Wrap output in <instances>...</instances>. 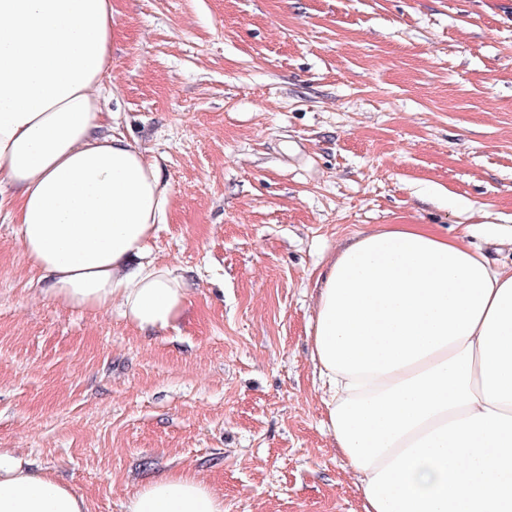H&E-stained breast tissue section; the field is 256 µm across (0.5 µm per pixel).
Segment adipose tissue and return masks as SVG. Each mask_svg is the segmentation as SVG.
Masks as SVG:
<instances>
[{
	"label": "adipose tissue",
	"instance_id": "ef3b65f1",
	"mask_svg": "<svg viewBox=\"0 0 512 512\" xmlns=\"http://www.w3.org/2000/svg\"><path fill=\"white\" fill-rule=\"evenodd\" d=\"M112 0H0V212L42 293L169 328L188 297L145 254L170 200L159 160L103 133ZM323 428L363 512H512V266L424 224L360 235L322 273L310 331ZM127 512H224L187 472ZM0 512H89L86 498L0 450Z\"/></svg>",
	"mask_w": 512,
	"mask_h": 512
}]
</instances>
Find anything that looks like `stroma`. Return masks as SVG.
Instances as JSON below:
<instances>
[{
	"label": "stroma",
	"mask_w": 512,
	"mask_h": 512,
	"mask_svg": "<svg viewBox=\"0 0 512 512\" xmlns=\"http://www.w3.org/2000/svg\"><path fill=\"white\" fill-rule=\"evenodd\" d=\"M106 109L163 163L147 242L173 328L44 298L0 216V448L90 512L188 469L224 512H362L307 335L362 232L426 224L512 265V0H112Z\"/></svg>",
	"instance_id": "35a3bbf8"
}]
</instances>
